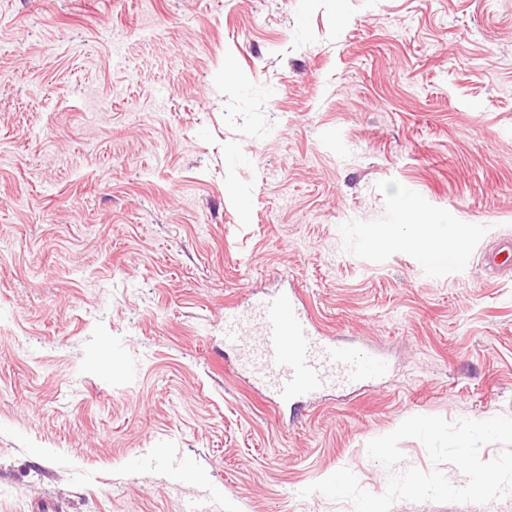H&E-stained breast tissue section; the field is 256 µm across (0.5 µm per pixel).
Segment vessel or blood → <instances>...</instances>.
<instances>
[{"mask_svg": "<svg viewBox=\"0 0 512 512\" xmlns=\"http://www.w3.org/2000/svg\"><path fill=\"white\" fill-rule=\"evenodd\" d=\"M484 261L492 270H512V239L501 240ZM224 344L272 399L290 407L329 389L361 388L387 371L380 353L319 335L292 289L226 314Z\"/></svg>", "mask_w": 512, "mask_h": 512, "instance_id": "1", "label": "vessel or blood"}]
</instances>
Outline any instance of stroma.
<instances>
[{
  "label": "stroma",
  "mask_w": 512,
  "mask_h": 512,
  "mask_svg": "<svg viewBox=\"0 0 512 512\" xmlns=\"http://www.w3.org/2000/svg\"><path fill=\"white\" fill-rule=\"evenodd\" d=\"M404 201L468 267L371 242ZM507 237L512 0H0V512H355L300 492L512 416ZM286 281L388 375L271 400L224 314ZM484 261L492 270H512V239L501 240L492 252L484 256Z\"/></svg>",
  "instance_id": "obj_1"
}]
</instances>
